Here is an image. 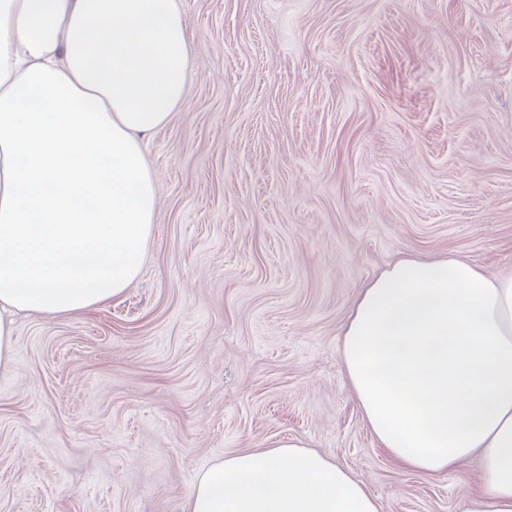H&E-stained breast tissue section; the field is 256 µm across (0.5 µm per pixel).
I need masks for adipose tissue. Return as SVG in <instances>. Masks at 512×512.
<instances>
[{
    "label": "adipose tissue",
    "instance_id": "obj_1",
    "mask_svg": "<svg viewBox=\"0 0 512 512\" xmlns=\"http://www.w3.org/2000/svg\"><path fill=\"white\" fill-rule=\"evenodd\" d=\"M180 0H0V371L18 314L73 315L139 276L156 214L143 141L187 94ZM382 448L435 474L472 456L463 512H512V277L404 255L360 291L341 345ZM185 512H378L296 442L224 457Z\"/></svg>",
    "mask_w": 512,
    "mask_h": 512
}]
</instances>
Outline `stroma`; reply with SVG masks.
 <instances>
[{
	"instance_id": "stroma-1",
	"label": "stroma",
	"mask_w": 512,
	"mask_h": 512,
	"mask_svg": "<svg viewBox=\"0 0 512 512\" xmlns=\"http://www.w3.org/2000/svg\"><path fill=\"white\" fill-rule=\"evenodd\" d=\"M184 104L145 151L125 291L16 324L0 512H183L224 456L299 441L379 512H461L480 464L404 470L341 333L393 257L512 275V0H180Z\"/></svg>"
}]
</instances>
